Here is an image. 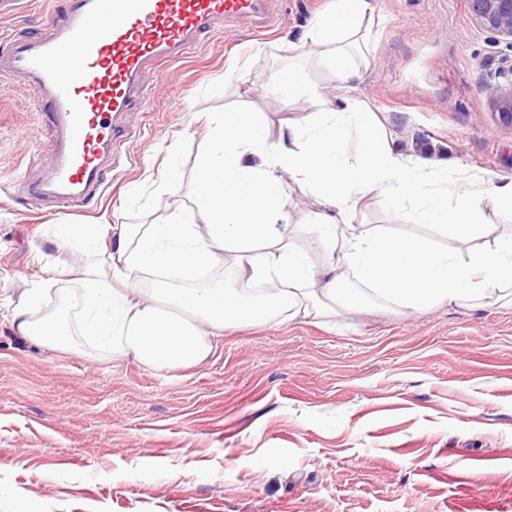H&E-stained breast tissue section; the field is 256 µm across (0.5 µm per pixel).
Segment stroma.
<instances>
[{"mask_svg":"<svg viewBox=\"0 0 512 512\" xmlns=\"http://www.w3.org/2000/svg\"><path fill=\"white\" fill-rule=\"evenodd\" d=\"M0 14V45L52 31V0ZM356 93L398 145L512 180V123L483 92L512 83V44L465 0H373ZM324 0H283L271 32L211 37L148 80L132 165L87 211L33 209L16 180L44 153L41 107L0 79V512H512V307L371 305L307 323L228 326L211 359L159 369L83 343L49 351L9 319L47 266L73 258L54 224H141L192 206L209 122L261 113L271 135L313 111L267 91L301 63L317 90L333 72L299 45ZM180 159L176 191L159 188ZM357 220L428 236L378 194Z\"/></svg>","mask_w":512,"mask_h":512,"instance_id":"obj_1","label":"stroma"}]
</instances>
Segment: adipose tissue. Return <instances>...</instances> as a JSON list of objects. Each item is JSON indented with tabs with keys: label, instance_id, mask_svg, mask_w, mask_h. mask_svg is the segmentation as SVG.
Returning <instances> with one entry per match:
<instances>
[{
	"label": "adipose tissue",
	"instance_id": "ef3b65f1",
	"mask_svg": "<svg viewBox=\"0 0 512 512\" xmlns=\"http://www.w3.org/2000/svg\"><path fill=\"white\" fill-rule=\"evenodd\" d=\"M308 33L320 63L349 87L354 57L374 18L371 0H332ZM317 109L270 137L259 114L228 112L210 131L197 165L196 200L148 224H58L56 244L82 256L79 292L66 320L44 312L45 290L21 295L15 332L56 350L81 337L115 357L158 368L203 364L229 324L280 317L305 321L328 311L352 313L375 298L409 310L448 303H512V234L482 221L483 201L512 218V182L493 185L483 172L458 170L400 150L359 98ZM312 199L320 221L289 226L285 181ZM371 193L415 224L450 232L452 248L415 234L353 221ZM324 260L314 264L312 253ZM233 254L241 280L263 296L216 284L196 287L202 271Z\"/></svg>",
	"mask_w": 512,
	"mask_h": 512
}]
</instances>
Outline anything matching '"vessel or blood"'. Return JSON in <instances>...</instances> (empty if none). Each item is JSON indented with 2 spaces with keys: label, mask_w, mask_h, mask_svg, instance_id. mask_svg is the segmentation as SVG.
Returning <instances> with one entry per match:
<instances>
[{
  "label": "vessel or blood",
  "mask_w": 512,
  "mask_h": 512,
  "mask_svg": "<svg viewBox=\"0 0 512 512\" xmlns=\"http://www.w3.org/2000/svg\"><path fill=\"white\" fill-rule=\"evenodd\" d=\"M280 0H64L50 38L0 53V77L20 80L50 106L47 159L22 192L41 206L83 207L128 160L131 114L158 67L214 33L273 29Z\"/></svg>",
  "instance_id": "obj_1"
}]
</instances>
